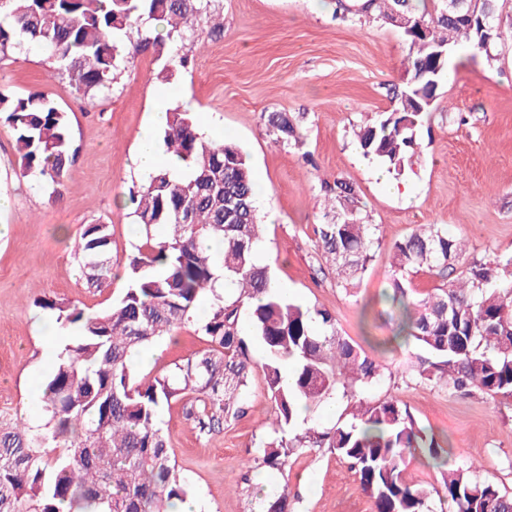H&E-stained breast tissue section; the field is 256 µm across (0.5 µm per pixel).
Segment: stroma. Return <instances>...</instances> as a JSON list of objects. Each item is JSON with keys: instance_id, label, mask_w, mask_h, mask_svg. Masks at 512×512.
<instances>
[{"instance_id": "obj_1", "label": "stroma", "mask_w": 512, "mask_h": 512, "mask_svg": "<svg viewBox=\"0 0 512 512\" xmlns=\"http://www.w3.org/2000/svg\"><path fill=\"white\" fill-rule=\"evenodd\" d=\"M223 28L212 34L197 19L202 48L188 49L186 66L170 67L149 49L118 71L108 93L78 94L55 76L48 52L32 46L0 59V87L17 95L42 90L69 119L77 151L60 193L21 176L11 129L0 124V421L24 414L38 422L33 378H45L44 321L51 311L38 298L64 300L93 314L127 286L137 225L131 190L146 179L130 162L156 97L193 112L201 130L236 142L266 185L258 210L277 213L259 253L281 288L303 306L324 308L345 336L365 349L391 341L398 313L382 300L391 275L389 248L418 225L444 224L477 258L512 251V41L494 64L458 45L450 79L419 133L421 147L403 175L413 202L391 192L393 175L365 159L355 131L389 111L390 91L410 78L409 45L401 30L375 17H334L333 0H212ZM285 112L303 136L286 144L270 133L266 115ZM352 182L367 223L378 225L381 248L355 293L336 282L321 259L313 227L324 220V183ZM104 223L112 234L115 278L87 287L74 260L84 225ZM194 326L159 339L156 355L134 368L145 377L206 349ZM415 342L385 354L391 375L365 392L366 400L395 397L416 422L452 454L475 466L480 479L512 493V401L477 394L454 397L410 379ZM247 414L204 434L185 416L183 402L159 415L176 467L191 484L202 512H247L268 488L289 486L294 512H374L356 474L327 448L290 460L286 473L252 462L270 433V400L261 369L245 391Z\"/></svg>"}]
</instances>
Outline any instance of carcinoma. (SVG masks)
Segmentation results:
<instances>
[{
  "mask_svg": "<svg viewBox=\"0 0 512 512\" xmlns=\"http://www.w3.org/2000/svg\"><path fill=\"white\" fill-rule=\"evenodd\" d=\"M211 0H0V59L29 45L56 58L59 69L84 95L111 89L114 73L149 46L185 64L186 45L201 41L192 17ZM499 0H365L355 9L336 0L335 13L397 11L418 20L428 38L408 37L410 79L392 89L396 102L357 134L362 155L400 176L419 148L418 132L429 121L427 99L448 82V60L434 67L435 53L469 43L488 64L476 29L448 18L474 8L498 21ZM162 22L165 33H154ZM0 121L15 138L23 174L59 192L75 150L65 111L43 93L17 97L0 91ZM277 138L302 142L293 119L268 115ZM165 151L182 172L159 168L130 193L140 240L128 263V287L108 310L90 316L61 300L42 299L61 329L80 334L56 353L38 404L43 423L25 416L0 425V512H170L193 498L172 460L158 423L161 406L186 400V417L212 433L245 414L243 393L255 365L248 340L263 349L261 368L271 401V437L256 446L255 460L283 471L310 448H329L359 478L375 512H512V495L470 469L447 466L438 487L410 483L407 456L420 449L441 459L398 400L366 402V388L380 383L384 361L341 336L325 309L303 307L275 285L257 254L264 239L258 223L249 158L231 142H214L193 113L168 112ZM333 215L314 225L315 246L336 270L337 283L355 289L381 238L364 223L355 186L325 184ZM107 224H88L74 258L88 287L112 278ZM393 274L387 298L401 310L399 337L421 344L428 356L411 363L413 380L445 388L451 396L487 394L512 399V253L490 259L466 256L463 241L443 225L415 229L390 247ZM427 269L448 282L417 299L406 275ZM212 294L210 313L197 325L210 348L148 380L136 376L132 357L192 321L199 296ZM294 365L286 383L283 369ZM353 401L352 419L321 431L298 409L333 395ZM261 512H291L283 487Z\"/></svg>",
  "mask_w": 512,
  "mask_h": 512,
  "instance_id": "obj_1",
  "label": "carcinoma"
}]
</instances>
